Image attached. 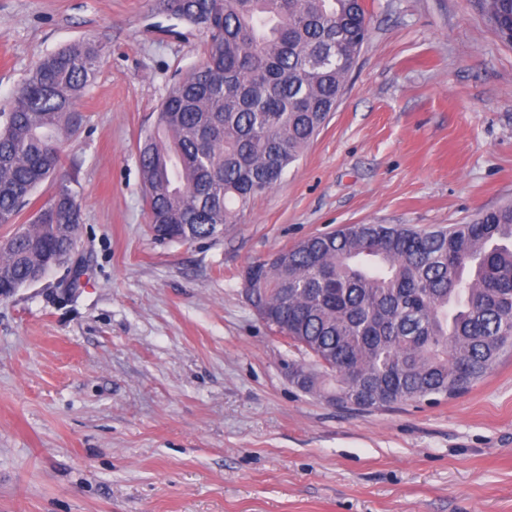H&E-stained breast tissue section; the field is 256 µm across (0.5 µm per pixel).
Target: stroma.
Instances as JSON below:
<instances>
[{
	"label": "stroma",
	"mask_w": 512,
	"mask_h": 512,
	"mask_svg": "<svg viewBox=\"0 0 512 512\" xmlns=\"http://www.w3.org/2000/svg\"><path fill=\"white\" fill-rule=\"evenodd\" d=\"M327 123L213 240H155L137 162L206 36L155 0H0V112L47 54L105 51L63 149L65 269L0 300V512H512V353L450 399L357 411L297 388L302 354L241 273L348 224L429 230L512 200V44L476 0H365Z\"/></svg>",
	"instance_id": "stroma-1"
}]
</instances>
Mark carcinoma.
<instances>
[{"mask_svg":"<svg viewBox=\"0 0 512 512\" xmlns=\"http://www.w3.org/2000/svg\"><path fill=\"white\" fill-rule=\"evenodd\" d=\"M512 43V0H477ZM206 33L137 160L159 241L215 239L302 156L367 38L363 0H158ZM104 58L87 40L43 58L0 112V298L44 279L77 240L79 190L62 146ZM53 192L16 225L43 184ZM260 318L308 356L302 390L359 409L452 398L512 347V203L468 224H349L247 267Z\"/></svg>","mask_w":512,"mask_h":512,"instance_id":"cac0c4a2","label":"carcinoma"}]
</instances>
